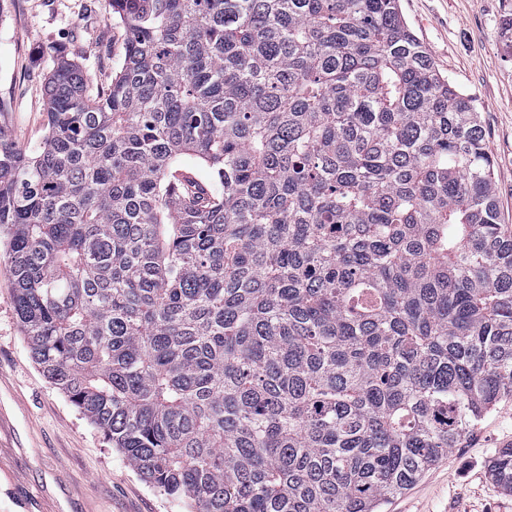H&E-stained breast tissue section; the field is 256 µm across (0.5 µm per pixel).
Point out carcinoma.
Listing matches in <instances>:
<instances>
[{
    "instance_id": "1",
    "label": "carcinoma",
    "mask_w": 512,
    "mask_h": 512,
    "mask_svg": "<svg viewBox=\"0 0 512 512\" xmlns=\"http://www.w3.org/2000/svg\"><path fill=\"white\" fill-rule=\"evenodd\" d=\"M108 2L112 82L59 51L42 146L0 135L34 361L194 512H380L512 394L474 101L399 0Z\"/></svg>"
}]
</instances>
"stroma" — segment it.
<instances>
[{"instance_id": "35a3bbf8", "label": "stroma", "mask_w": 512, "mask_h": 512, "mask_svg": "<svg viewBox=\"0 0 512 512\" xmlns=\"http://www.w3.org/2000/svg\"><path fill=\"white\" fill-rule=\"evenodd\" d=\"M402 17L437 69L480 114L494 160L500 223L512 226V0H400ZM96 89L123 63L125 35L108 0H0V135L31 151L47 132L50 46ZM512 443L502 398L438 464L381 512H512V492L486 469ZM0 512H191L147 484L34 362L0 259Z\"/></svg>"}]
</instances>
